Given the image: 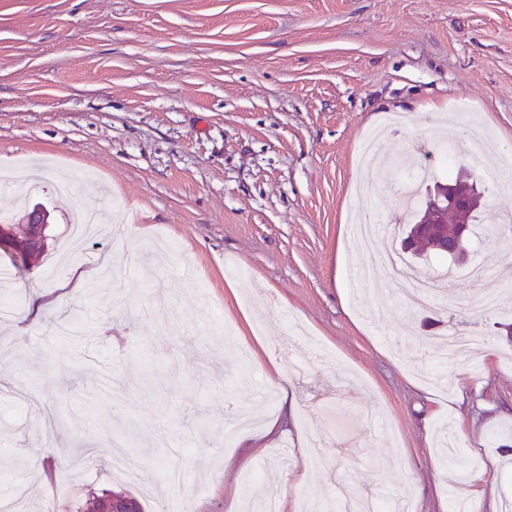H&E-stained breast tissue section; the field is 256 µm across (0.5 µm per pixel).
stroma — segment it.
<instances>
[{
    "instance_id": "35a3bbf8",
    "label": "stroma",
    "mask_w": 512,
    "mask_h": 512,
    "mask_svg": "<svg viewBox=\"0 0 512 512\" xmlns=\"http://www.w3.org/2000/svg\"><path fill=\"white\" fill-rule=\"evenodd\" d=\"M467 104L481 134L458 158L481 195L471 260L437 306L396 279L350 285L365 260L355 212L386 204L400 248L416 211L402 153L448 172L435 131ZM385 129L376 165L362 139ZM512 148V0H0V171L40 165L28 202L51 213L43 261L12 281L0 318V503L44 512L60 472L87 491L170 512H279L345 497L409 512H505L512 502V193L482 178ZM85 173L102 224L58 246ZM87 277L66 286L64 268ZM500 291L471 313L476 294ZM332 359L286 358L291 322ZM481 336L469 363L424 354L442 332ZM283 366L296 407L267 400ZM280 418L264 448L225 442L236 412ZM136 483L111 474L117 451ZM250 457L243 469L225 459Z\"/></svg>"
}]
</instances>
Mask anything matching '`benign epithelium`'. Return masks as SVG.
I'll use <instances>...</instances> for the list:
<instances>
[{"instance_id": "1", "label": "benign epithelium", "mask_w": 512, "mask_h": 512, "mask_svg": "<svg viewBox=\"0 0 512 512\" xmlns=\"http://www.w3.org/2000/svg\"><path fill=\"white\" fill-rule=\"evenodd\" d=\"M447 205L459 211H464L469 207V200L457 195L454 185L450 183L440 184L438 201L425 209L421 218L412 225L409 239L403 243L404 250L411 251L408 244L426 236L434 240V249L437 252L447 255L453 262L462 265L469 261L465 242L468 225H459L454 233L444 229L439 209ZM49 217L50 214L46 209L39 205L34 206L28 216V236L25 241L10 243L8 247L27 250L31 246L40 247L44 245L47 239L45 231L49 224ZM101 512H140V508L133 498L124 493L114 492L105 497L104 509Z\"/></svg>"}]
</instances>
